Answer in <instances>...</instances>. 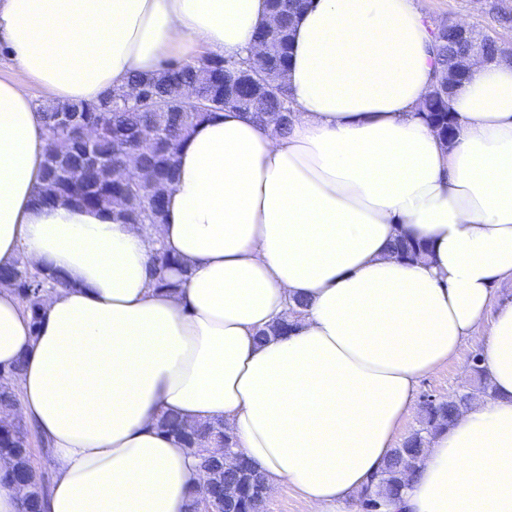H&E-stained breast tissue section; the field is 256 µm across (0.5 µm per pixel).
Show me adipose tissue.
<instances>
[{"mask_svg":"<svg viewBox=\"0 0 512 512\" xmlns=\"http://www.w3.org/2000/svg\"><path fill=\"white\" fill-rule=\"evenodd\" d=\"M268 19L267 0H0L22 75L0 79V266L70 282L36 319L0 289V376L56 471L43 512H186L203 473L158 429L167 413L223 420L270 490L343 512L377 485L420 379L473 339L494 394L428 437L394 512H512V299L495 292L512 282V62L470 60L447 143L419 112L435 29L413 0H309L287 132L230 110L195 126L155 226L35 202L29 84L94 101L168 60L247 57ZM402 234L422 258L392 253ZM159 248L188 269L178 288L155 285Z\"/></svg>","mask_w":512,"mask_h":512,"instance_id":"1","label":"adipose tissue"}]
</instances>
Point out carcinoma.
<instances>
[{
  "label": "carcinoma",
  "mask_w": 512,
  "mask_h": 512,
  "mask_svg": "<svg viewBox=\"0 0 512 512\" xmlns=\"http://www.w3.org/2000/svg\"><path fill=\"white\" fill-rule=\"evenodd\" d=\"M282 16L279 28L269 35L266 63L283 72L287 71L291 45L293 19L304 5V0H268ZM464 47L452 41L436 43L437 64L441 71L449 69L454 58ZM195 88V101L202 110H189L181 105L168 107L166 112H155L144 104L143 98L152 95L168 98L177 86ZM123 89L130 97L127 104L110 103L109 94L96 102H45L39 105L41 120L46 129L47 147L44 160V181L37 191L35 202L51 206L69 203L90 210L110 209L112 215L127 224H153L161 221L165 211V197L176 175V153L180 143L196 124L224 111V99L231 97V109L253 118L258 123L285 130L288 121V87L267 88L260 84L240 88L226 71L225 61L206 57L194 66L166 63L150 76H132ZM73 112L79 124L99 129L92 142L94 153L103 165L85 170L86 143L59 123L62 112ZM422 111L435 126L452 120L448 100L439 94L426 96ZM134 155L155 177V190L146 193L139 184L119 180L115 168ZM425 247L406 236L397 238L392 252L399 258L414 259ZM9 277L19 285L18 296L38 321L42 294L46 288H66L70 282L59 272L37 269L17 260L8 268L0 267V277ZM471 396L462 392L446 400L425 398L421 406L422 428L414 431L394 448L386 462L375 489L364 490L359 502L364 512L373 505L386 512L400 490L406 485V476L424 453L429 435L438 428L455 424L460 413L469 407ZM0 412L11 413L15 421L0 426V457L11 461V469L0 475V480L11 484L28 485V494L19 500L18 512H42L45 491L35 480L30 458L31 431L18 411V398L11 384L0 385ZM161 432L176 439L179 444L199 460L201 467L211 472L217 486L227 485L238 490V498L224 502L223 512H260L263 508L258 492V472L252 463L239 453L232 459L212 456L205 452L211 442H224L231 448L232 436L224 429V420L215 419L188 424L181 419L165 415L158 420Z\"/></svg>",
  "instance_id": "cac0c4a2"
}]
</instances>
